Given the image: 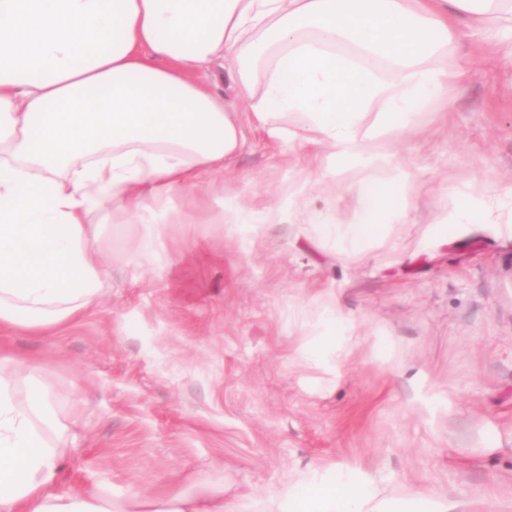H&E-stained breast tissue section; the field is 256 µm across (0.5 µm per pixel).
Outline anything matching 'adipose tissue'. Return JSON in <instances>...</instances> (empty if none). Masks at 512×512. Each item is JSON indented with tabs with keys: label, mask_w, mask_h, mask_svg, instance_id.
Wrapping results in <instances>:
<instances>
[{
	"label": "adipose tissue",
	"mask_w": 512,
	"mask_h": 512,
	"mask_svg": "<svg viewBox=\"0 0 512 512\" xmlns=\"http://www.w3.org/2000/svg\"><path fill=\"white\" fill-rule=\"evenodd\" d=\"M507 31L512 0H0V329L42 335L97 304V242L113 213L144 225L148 259L160 224L184 223L174 196L242 145L238 110L194 79L214 62L271 138L292 147L304 131L335 164L391 167L365 140L414 130L448 102L467 75L437 65L449 45ZM408 183L362 182L351 244L402 216ZM70 438L41 367L0 348V512H146L135 493L57 492ZM159 512H252V501L176 494ZM263 512L389 505L370 484L301 472Z\"/></svg>",
	"instance_id": "1"
}]
</instances>
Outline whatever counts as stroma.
Returning <instances> with one entry per match:
<instances>
[{"label": "stroma", "instance_id": "1", "mask_svg": "<svg viewBox=\"0 0 512 512\" xmlns=\"http://www.w3.org/2000/svg\"><path fill=\"white\" fill-rule=\"evenodd\" d=\"M468 76L418 131L366 140L410 170V205L359 248L357 187L330 150L281 155L245 127L206 195L177 196L168 258L141 225L99 242L110 287L54 333H0L39 364L76 440L60 491L262 499L302 471L369 481L400 512H512V38L458 42ZM505 206L470 224L459 203ZM272 224H220L224 204ZM318 211L332 230L308 221Z\"/></svg>", "mask_w": 512, "mask_h": 512}]
</instances>
